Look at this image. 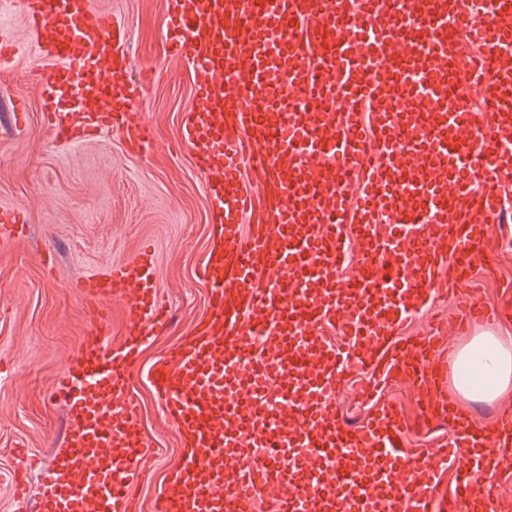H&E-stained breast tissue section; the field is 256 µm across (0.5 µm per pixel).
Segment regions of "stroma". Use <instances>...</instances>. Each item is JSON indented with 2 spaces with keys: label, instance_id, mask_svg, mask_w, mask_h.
<instances>
[{
  "label": "stroma",
  "instance_id": "35a3bbf8",
  "mask_svg": "<svg viewBox=\"0 0 512 512\" xmlns=\"http://www.w3.org/2000/svg\"><path fill=\"white\" fill-rule=\"evenodd\" d=\"M93 6L123 22L133 72L152 73L136 107L153 130L154 146L130 152L115 131L82 144L55 141L35 77L43 63L23 15L5 17L19 52L0 69V207L22 209L27 222L21 236L0 239V512L34 508L41 474L63 446L67 405L52 384L91 321L77 283L147 246L157 254L159 292L173 318L144 348L126 396L156 450L153 468L133 488L140 512H153L182 450L146 372L195 330L208 305L196 269L210 244V203L192 150L175 146L182 114L192 103V79L167 56L165 0H93ZM491 231L501 243L498 264L490 272L476 270L475 279L480 297L494 303L512 284V223L492 225ZM383 396L407 415L411 450L449 441L447 428L420 426L413 388L398 385ZM20 448L39 460L22 501L11 485Z\"/></svg>",
  "mask_w": 512,
  "mask_h": 512
}]
</instances>
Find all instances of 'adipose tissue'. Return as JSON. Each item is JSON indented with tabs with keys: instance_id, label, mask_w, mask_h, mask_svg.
<instances>
[{
	"instance_id": "ef3b65f1",
	"label": "adipose tissue",
	"mask_w": 512,
	"mask_h": 512,
	"mask_svg": "<svg viewBox=\"0 0 512 512\" xmlns=\"http://www.w3.org/2000/svg\"><path fill=\"white\" fill-rule=\"evenodd\" d=\"M456 359L470 369L454 381L468 398L488 401L512 385V336L482 332L458 350Z\"/></svg>"
}]
</instances>
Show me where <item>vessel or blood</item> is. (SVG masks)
I'll return each mask as SVG.
<instances>
[{
    "label": "vessel or blood",
    "mask_w": 512,
    "mask_h": 512,
    "mask_svg": "<svg viewBox=\"0 0 512 512\" xmlns=\"http://www.w3.org/2000/svg\"><path fill=\"white\" fill-rule=\"evenodd\" d=\"M20 6L43 60L52 137L123 133L153 144L135 101L130 39L91 0H0ZM170 57L194 100L180 137L211 199L212 244L196 275L208 310L154 364L150 384L183 448L155 512H489L512 460V412L478 425L447 398L448 331L512 319V306L469 301L425 333L400 326L440 291L493 268L491 225L512 217V0H167ZM478 45L464 55L460 33ZM479 98L475 114L448 87ZM364 184L361 198L349 186ZM24 214L0 209V236ZM359 258L339 271L350 250ZM98 307L124 302L118 345L83 336L57 390L65 447L42 475L36 512H137L130 493L154 453L127 394L140 352L171 320L154 253L144 249L80 283ZM335 326L344 342L324 330ZM374 412L336 405L345 364ZM392 383L421 395L424 419L452 432L459 478L439 499L449 448L411 455L406 418L378 398Z\"/></svg>",
    "instance_id": "vessel-or-blood-1"
}]
</instances>
